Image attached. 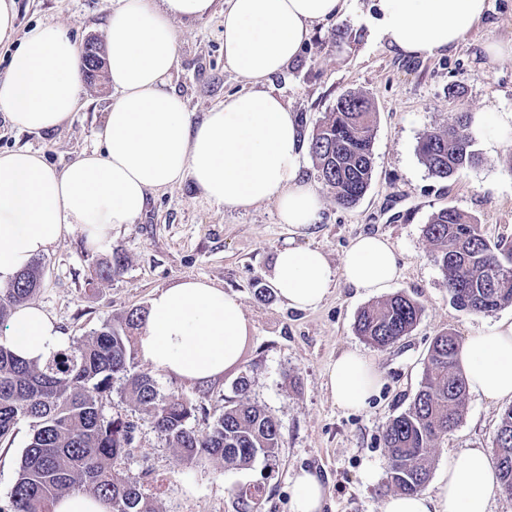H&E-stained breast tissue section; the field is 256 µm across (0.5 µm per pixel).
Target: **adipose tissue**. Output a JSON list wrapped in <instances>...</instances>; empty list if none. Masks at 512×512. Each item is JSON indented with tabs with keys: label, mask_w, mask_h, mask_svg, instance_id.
I'll list each match as a JSON object with an SVG mask.
<instances>
[{
	"label": "adipose tissue",
	"mask_w": 512,
	"mask_h": 512,
	"mask_svg": "<svg viewBox=\"0 0 512 512\" xmlns=\"http://www.w3.org/2000/svg\"><path fill=\"white\" fill-rule=\"evenodd\" d=\"M215 0H118L106 26L112 106L100 148L69 167L52 168L39 152H0V287L47 253L63 234L80 232L101 248L113 230L135 223L150 195L192 179L204 198L228 211L274 202L281 223L303 232L322 220L319 192L302 171L305 139L274 76L296 59L313 31L345 12L348 0H225L224 61L248 89L193 122L173 85V20L210 14ZM377 25L390 45L414 57L455 48L483 18L486 0H377ZM16 0H0V43L16 41L0 76V112L12 127L51 130L77 108L82 90L76 43L56 24H39L15 40ZM400 276L397 255L381 235L357 237L339 266L318 248L285 245L272 286L290 307H317L336 280L381 294ZM248 332L238 298L204 279L155 292L136 337L140 358L164 373L204 383L239 357ZM0 344L45 361L69 338L40 307L11 315ZM459 362L469 388L489 401L512 400V318L467 337ZM382 378L356 351L341 353L326 386L338 407L367 405ZM499 485L487 452H455L431 493L396 494L383 512H491Z\"/></svg>",
	"instance_id": "1"
}]
</instances>
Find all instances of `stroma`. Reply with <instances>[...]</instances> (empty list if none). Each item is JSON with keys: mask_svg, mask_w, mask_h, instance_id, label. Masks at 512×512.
<instances>
[{"mask_svg": "<svg viewBox=\"0 0 512 512\" xmlns=\"http://www.w3.org/2000/svg\"><path fill=\"white\" fill-rule=\"evenodd\" d=\"M112 2L17 0V28L23 33L50 22L77 45L91 38L101 41ZM374 4L350 0L345 14L317 27L298 58L272 80L307 137L340 95L352 92L371 100L374 170L367 192L354 206L337 205L331 190L321 186L323 220L299 235L279 222L274 203L230 212L208 203L187 179L150 195L143 215L113 231L107 249L94 250L74 233L41 257L45 272L33 302L73 340L147 306L157 290L183 278L207 279L235 294L241 304L248 339L237 364L220 377L200 384L143 362L137 369L153 375L162 394L175 393L196 404L191 425L200 433L234 399L236 379L247 376L250 400L275 415L283 444L276 458L256 459L246 469L182 463L150 418L125 396L121 380H114L103 413L135 423L123 469L143 475L157 512H239L235 489L256 483L265 487L260 512H290L292 479L303 469L323 481L322 512H382L392 494L385 484L383 432L409 408L434 337L450 331L463 339L512 317V305L490 314L459 310L423 234L435 212L454 207L471 216L489 241L512 244V145L493 148L477 138L480 162L446 179L432 176L418 153L427 131L454 125L460 113L489 123L496 113L512 111V55L493 60L487 53L489 44L512 40V0H488L485 17L465 40L427 58L388 45L377 29ZM175 28L174 85L198 121L246 81L224 64L223 7L202 19L176 22ZM111 104V89L86 80L75 112L56 129L21 132L0 116V151L28 147L50 166L65 168L98 146L96 134ZM362 234L391 241L402 270L392 290L422 308L412 332L386 348L367 343L354 330L358 313L374 304V296L357 294L339 280L318 308L300 311L271 288L275 254L285 243L322 249L336 266ZM116 253L125 258L121 274L92 282L97 263ZM345 350L365 354L382 374L378 394L359 410L340 409L326 387L328 365ZM504 409V404L468 394L460 423L439 445L432 477L447 470L460 449H491ZM31 434L23 420L11 439L0 443V505L9 499Z\"/></svg>", "mask_w": 512, "mask_h": 512, "instance_id": "stroma-1", "label": "stroma"}]
</instances>
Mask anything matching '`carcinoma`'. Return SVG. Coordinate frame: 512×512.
<instances>
[{"mask_svg": "<svg viewBox=\"0 0 512 512\" xmlns=\"http://www.w3.org/2000/svg\"><path fill=\"white\" fill-rule=\"evenodd\" d=\"M104 56L99 42L87 41L81 60L88 80L106 79ZM374 133V107L355 93L340 96L314 127L309 153L340 206L356 204L370 185ZM474 144L470 118L462 112L456 124L427 132L419 153L432 175L446 179L478 162ZM423 233L458 308L489 313L512 305L511 244L490 243L479 225L453 207L434 213ZM123 265L124 258L115 252L112 262L98 264L94 276L110 281ZM41 270L42 262L35 260L10 285L0 288V324L34 298L41 287ZM421 313L415 300L396 293L362 309L355 332L385 348L406 336ZM146 317L147 311L132 309L121 321L104 323L93 336L41 364L0 345V441L11 437L21 420L32 426L11 491L10 512H54L57 500L71 493L94 495L109 506V512H156L142 478L120 471L134 441L135 424L108 419L103 413L118 375L124 378L126 397L151 418L169 447L179 449L183 461L215 460L225 468H246L259 457H276L282 446L280 424L269 410L246 398L247 377L234 383L238 398L228 401L207 433L199 434L189 425L195 405L175 394L161 395L152 376L135 371L133 331ZM458 350L456 337L442 333L434 338L408 410L394 417L383 433L386 483L400 493L422 490L439 442L462 419L467 381ZM493 444L499 488L506 494L512 491V407L503 412ZM235 495L241 512H256L262 489H238Z\"/></svg>", "mask_w": 512, "mask_h": 512, "instance_id": "obj_1", "label": "carcinoma"}]
</instances>
